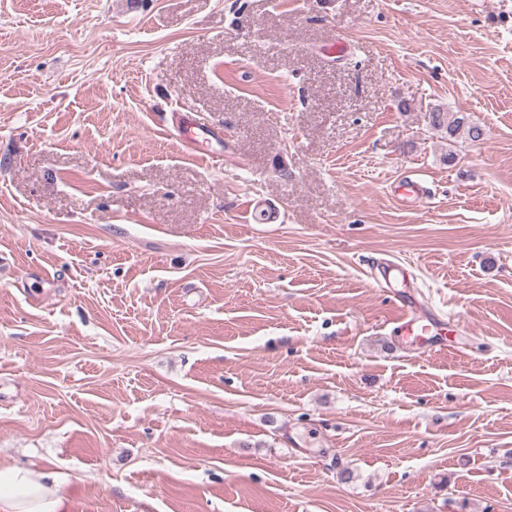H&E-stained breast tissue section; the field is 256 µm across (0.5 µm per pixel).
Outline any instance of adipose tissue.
Returning a JSON list of instances; mask_svg holds the SVG:
<instances>
[{
    "mask_svg": "<svg viewBox=\"0 0 512 512\" xmlns=\"http://www.w3.org/2000/svg\"><path fill=\"white\" fill-rule=\"evenodd\" d=\"M0 512H72L61 481L43 464H0Z\"/></svg>",
    "mask_w": 512,
    "mask_h": 512,
    "instance_id": "obj_1",
    "label": "adipose tissue"
}]
</instances>
